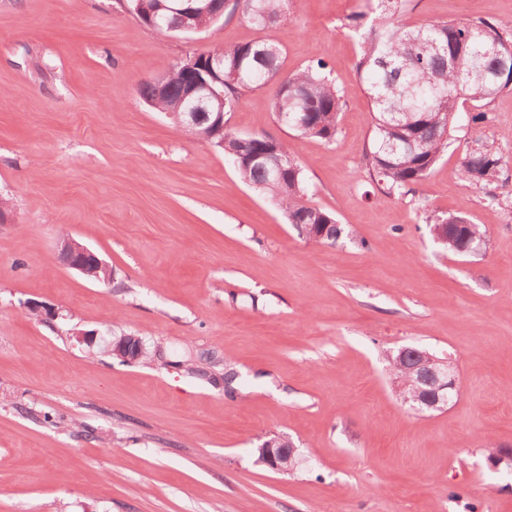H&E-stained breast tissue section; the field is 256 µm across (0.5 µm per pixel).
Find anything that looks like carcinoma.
Masks as SVG:
<instances>
[{
    "label": "carcinoma",
    "instance_id": "cac0c4a2",
    "mask_svg": "<svg viewBox=\"0 0 512 512\" xmlns=\"http://www.w3.org/2000/svg\"><path fill=\"white\" fill-rule=\"evenodd\" d=\"M405 2L369 0V10L351 14L345 22L361 48L356 67L375 120L365 165L372 181L389 195L410 191L428 177L448 148L461 98L475 102L469 122L486 123L489 115L483 107L512 85L511 34L485 20L409 23L403 19ZM285 4L286 0H239L222 17L197 14L196 24L209 29L239 12L252 26L266 29L282 18ZM183 6V0H148L141 21L161 35H170L175 10ZM494 43L499 51L496 56L488 54ZM207 54L224 59V83L216 84L224 92V111H233L243 92L271 85V106L278 124L306 138L335 140L346 94L336 86L324 62L287 72L283 48L270 39L217 46ZM179 100L177 89L153 108L182 112L186 105ZM503 162L496 141L477 139L460 162V175L471 185L486 186L497 181ZM236 171L242 182L270 194L306 241L332 246L349 235L332 212L304 202L299 163L277 181L264 168L246 162L236 164ZM445 220L452 224L448 242L442 244L449 252L465 254L483 242L485 231L464 215L425 218L428 224ZM420 362L416 348L388 360L399 392L431 390L421 380Z\"/></svg>",
    "mask_w": 512,
    "mask_h": 512
}]
</instances>
